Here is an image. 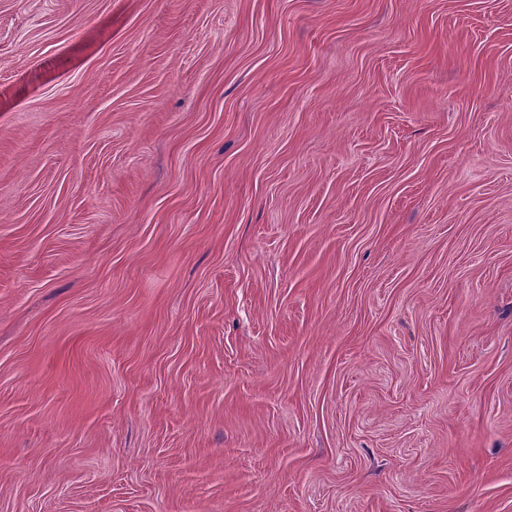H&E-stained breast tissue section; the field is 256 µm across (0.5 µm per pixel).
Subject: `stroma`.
<instances>
[{
    "label": "stroma",
    "mask_w": 512,
    "mask_h": 512,
    "mask_svg": "<svg viewBox=\"0 0 512 512\" xmlns=\"http://www.w3.org/2000/svg\"><path fill=\"white\" fill-rule=\"evenodd\" d=\"M0 512H512V0H0Z\"/></svg>",
    "instance_id": "obj_1"
}]
</instances>
